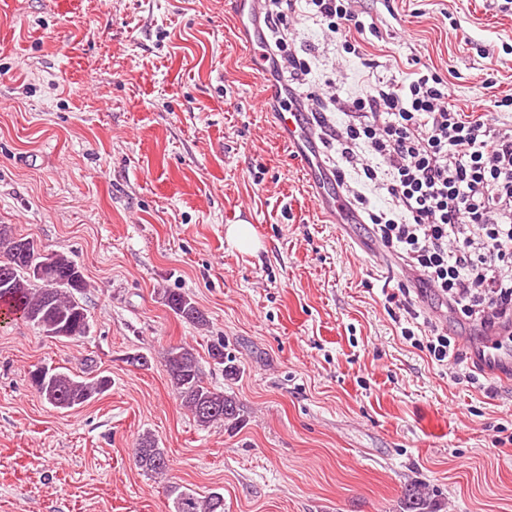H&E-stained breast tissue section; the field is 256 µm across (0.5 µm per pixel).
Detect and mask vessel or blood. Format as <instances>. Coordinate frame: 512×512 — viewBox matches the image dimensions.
I'll list each match as a JSON object with an SVG mask.
<instances>
[{
    "label": "vessel or blood",
    "mask_w": 512,
    "mask_h": 512,
    "mask_svg": "<svg viewBox=\"0 0 512 512\" xmlns=\"http://www.w3.org/2000/svg\"><path fill=\"white\" fill-rule=\"evenodd\" d=\"M272 118L289 153L302 162L320 209L331 214L336 208L344 206V199L328 198L321 190L325 181L335 178L336 171L325 165L321 159L319 143L322 135L310 113L298 105L273 113ZM482 359L498 363L500 374H507L512 369V354L501 348L498 338L493 337L486 341Z\"/></svg>",
    "instance_id": "vessel-or-blood-1"
}]
</instances>
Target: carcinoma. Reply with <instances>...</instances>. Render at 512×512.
<instances>
[{
    "mask_svg": "<svg viewBox=\"0 0 512 512\" xmlns=\"http://www.w3.org/2000/svg\"><path fill=\"white\" fill-rule=\"evenodd\" d=\"M34 240L18 235L9 224H0V315L19 316L37 326L47 336L56 339L77 340L89 334L87 309L79 296L88 288L82 268L67 254L54 252L48 258L43 275L30 274L34 269L31 254L25 253L26 244ZM162 301L182 321L207 325L205 313L188 294L166 291ZM210 358L223 366L224 376L234 379L238 368L224 364V342L214 341L208 346ZM173 392L202 428L237 426L240 405L237 400L209 386L202 375L196 349L188 344L171 346L163 357ZM29 379L37 392L58 409H74L112 387L107 376L87 379L56 368L37 366L29 371ZM137 466L150 476L164 475L169 469L165 449L157 440L144 434L135 449ZM172 499L170 512H224L223 495L213 492L205 498L180 485L169 488Z\"/></svg>",
    "mask_w": 512,
    "mask_h": 512,
    "instance_id": "1",
    "label": "carcinoma"
}]
</instances>
